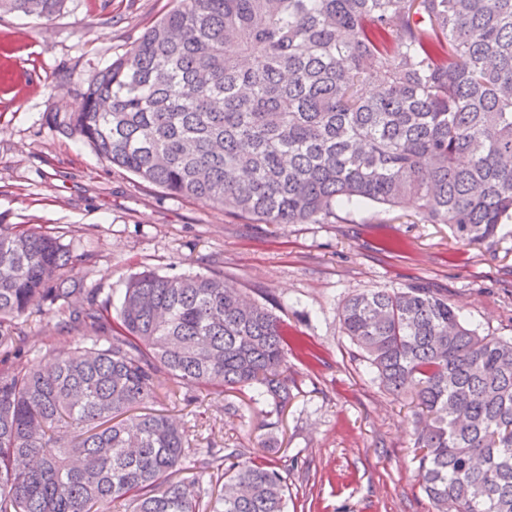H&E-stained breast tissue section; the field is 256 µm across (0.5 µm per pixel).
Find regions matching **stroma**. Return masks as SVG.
Listing matches in <instances>:
<instances>
[{
  "label": "stroma",
  "mask_w": 512,
  "mask_h": 512,
  "mask_svg": "<svg viewBox=\"0 0 512 512\" xmlns=\"http://www.w3.org/2000/svg\"><path fill=\"white\" fill-rule=\"evenodd\" d=\"M175 0H66L53 21L0 14V224L61 237L82 259L66 271L101 295L120 296L146 269L223 272L287 325L294 398L271 413L245 394L192 388L154 412L185 423L202 448H238L273 461L287 479L288 512H435L413 461L409 397L383 391L345 336V299L375 288H433L480 334L512 337V223L490 245H466L412 205L341 209V223L261 224L178 197L103 161L45 125L78 111L80 89ZM32 313L18 345L29 364L79 346Z\"/></svg>",
  "instance_id": "35a3bbf8"
}]
</instances>
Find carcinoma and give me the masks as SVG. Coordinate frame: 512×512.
Returning a JSON list of instances; mask_svg holds the SVG:
<instances>
[{
	"label": "carcinoma",
	"mask_w": 512,
	"mask_h": 512,
	"mask_svg": "<svg viewBox=\"0 0 512 512\" xmlns=\"http://www.w3.org/2000/svg\"><path fill=\"white\" fill-rule=\"evenodd\" d=\"M65 2L0 0V12L51 21ZM81 95V111L47 124L235 217L328 224L348 205L411 199L423 221L489 245L512 223V0H178ZM73 261L61 238L0 224V512H108L118 499L127 512H288L274 463L195 448L170 416L134 413L162 372L286 408L273 304L220 271L147 269L114 309L71 285ZM33 309L81 345L25 365L15 333ZM340 320L373 380L410 397L436 512H512V338L479 334L420 287L355 294Z\"/></svg>",
	"instance_id": "obj_1"
}]
</instances>
